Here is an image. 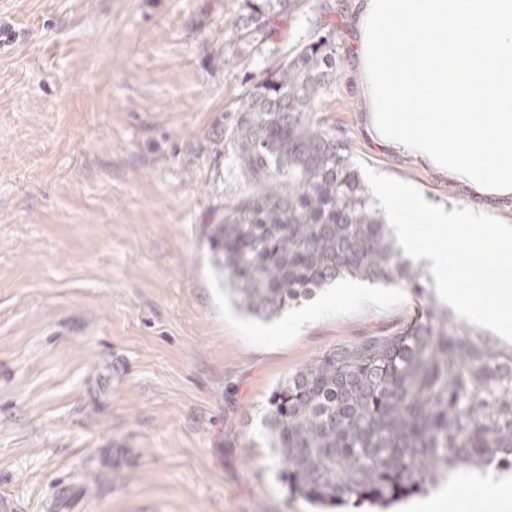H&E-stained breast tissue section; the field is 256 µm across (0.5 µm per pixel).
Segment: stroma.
Listing matches in <instances>:
<instances>
[{
	"label": "stroma",
	"instance_id": "1",
	"mask_svg": "<svg viewBox=\"0 0 512 512\" xmlns=\"http://www.w3.org/2000/svg\"><path fill=\"white\" fill-rule=\"evenodd\" d=\"M262 3L0 0V512H316L254 445L272 391L422 302L374 283L363 306L337 282L333 314L249 318L205 240L246 188L229 114L315 32L336 33L327 115L352 162L482 206L365 133L355 0H301L242 39Z\"/></svg>",
	"mask_w": 512,
	"mask_h": 512
}]
</instances>
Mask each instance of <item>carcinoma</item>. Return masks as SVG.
I'll return each mask as SVG.
<instances>
[{"mask_svg": "<svg viewBox=\"0 0 512 512\" xmlns=\"http://www.w3.org/2000/svg\"><path fill=\"white\" fill-rule=\"evenodd\" d=\"M335 73L328 31L243 92L224 139L247 189L205 238L251 316L276 317L348 277L425 299L398 332L340 344L288 376L262 418L291 494L387 507L450 472L512 468V346L457 321L402 258L341 128L318 116Z\"/></svg>", "mask_w": 512, "mask_h": 512, "instance_id": "1", "label": "carcinoma"}]
</instances>
